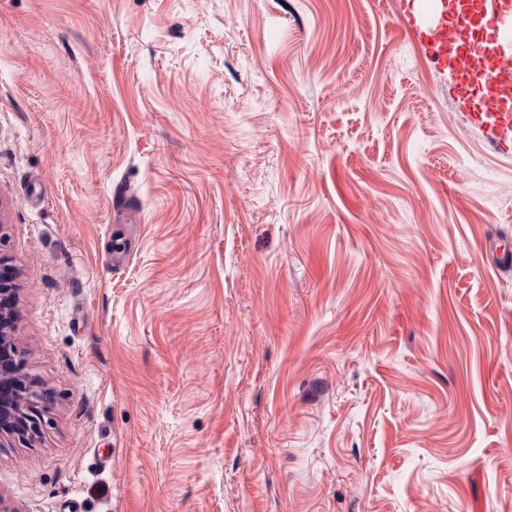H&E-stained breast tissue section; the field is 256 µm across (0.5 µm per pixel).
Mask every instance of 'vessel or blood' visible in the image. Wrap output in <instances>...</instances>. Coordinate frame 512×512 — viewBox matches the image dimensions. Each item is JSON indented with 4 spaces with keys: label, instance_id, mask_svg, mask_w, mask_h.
<instances>
[{
    "label": "vessel or blood",
    "instance_id": "b4317fda",
    "mask_svg": "<svg viewBox=\"0 0 512 512\" xmlns=\"http://www.w3.org/2000/svg\"><path fill=\"white\" fill-rule=\"evenodd\" d=\"M467 10L456 26L436 25L423 37L421 46L428 57L441 61L450 60L456 77L480 92L483 112L498 111L512 101V52L501 51L497 46L487 49L489 62L477 67L473 45L487 34H497L505 40L511 34L503 29L501 15L512 9V0H466Z\"/></svg>",
    "mask_w": 512,
    "mask_h": 512
}]
</instances>
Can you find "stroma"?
<instances>
[{
  "instance_id": "1",
  "label": "stroma",
  "mask_w": 512,
  "mask_h": 512,
  "mask_svg": "<svg viewBox=\"0 0 512 512\" xmlns=\"http://www.w3.org/2000/svg\"><path fill=\"white\" fill-rule=\"evenodd\" d=\"M442 11L0 0L10 512H512V139ZM10 257L0 251V447L15 436L39 437L49 425L45 404L52 393L39 384L26 369L15 339L17 288L14 276L5 277Z\"/></svg>"
}]
</instances>
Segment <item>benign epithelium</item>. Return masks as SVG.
Instances as JSON below:
<instances>
[{"label":"benign epithelium","mask_w":512,"mask_h":512,"mask_svg":"<svg viewBox=\"0 0 512 512\" xmlns=\"http://www.w3.org/2000/svg\"><path fill=\"white\" fill-rule=\"evenodd\" d=\"M10 257L0 251V447L21 436L36 438L49 425L45 404L52 393L26 369L15 339L17 314L14 277L4 276Z\"/></svg>","instance_id":"benign-epithelium-1"}]
</instances>
